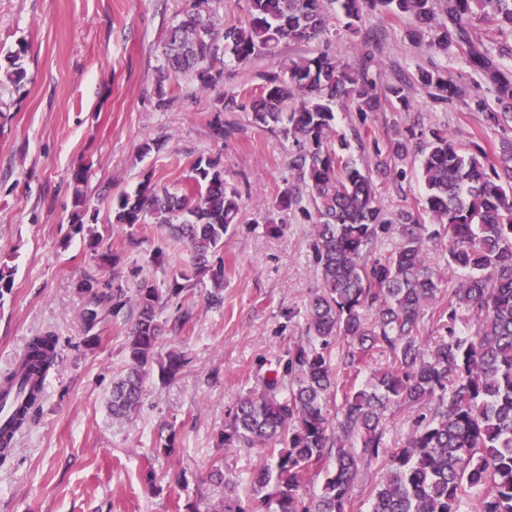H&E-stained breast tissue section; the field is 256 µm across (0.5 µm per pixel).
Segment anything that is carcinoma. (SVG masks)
Instances as JSON below:
<instances>
[{"label":"carcinoma","instance_id":"obj_1","mask_svg":"<svg viewBox=\"0 0 512 512\" xmlns=\"http://www.w3.org/2000/svg\"><path fill=\"white\" fill-rule=\"evenodd\" d=\"M215 0H190L183 17L165 36L158 84V107L168 106L164 80L190 75L202 89L222 80L224 57L247 62L264 53L277 56L285 42H314L327 31L325 3H336L358 32L366 10L409 22L412 45L431 35L429 46L449 55L462 51L496 99L512 104V46L475 35L480 23L500 36H512V0H247L239 25L219 28ZM25 48L8 56L4 77L11 84L26 76ZM372 56L358 68L327 53L281 63L264 76L252 103L253 122L274 126L298 148L293 160L314 209V249L322 288L309 303L306 342L288 352V384L274 377L261 390L238 397L224 426L226 448L254 449L262 462L248 487L224 481L218 467L210 477L224 482L223 512H351V491L359 468L382 462L381 482L372 490L370 512H460L473 490L486 487L479 512H512V140L499 151L474 142L457 144L432 130L421 148L419 175L431 224L407 209L395 220L384 217L373 173L386 175L409 155L414 128L390 142L376 171L353 159L351 142L336 130L333 104L349 103L359 112L379 104L371 77ZM418 81L438 102L464 95L441 68L422 70ZM386 97L406 109V84L384 88ZM296 106L283 111L285 102ZM87 172L75 170L71 228L79 234L90 200ZM188 191L173 193L147 177L134 193L113 206L114 223L133 231L152 222L172 230L191 253L192 274L173 277L162 292L144 280L135 293L104 291L108 284L88 278L90 295L82 319L90 332L124 310L133 314L125 336L124 374L112 384L109 409L117 420L139 411L144 386L155 374L161 384L177 379L185 367L175 350L159 351L167 322L165 298H185L197 276L210 275L212 306L224 303V269L210 258L224 248V236L240 210L239 192L224 181L211 160L194 167ZM397 226L394 251L369 258L371 247L389 226ZM447 240L446 267L427 260L428 244ZM461 272L456 288L443 295L446 273ZM448 302H443V299ZM435 309L446 335L432 347L419 335L420 321ZM468 317L475 334L462 336L457 322ZM342 345L340 357L332 351ZM389 364L371 371L361 385L353 373L375 355ZM24 374L0 375V397L25 386L35 403L36 376L57 363V338L30 339ZM342 394L330 411L328 396ZM427 406L429 415L399 448L384 442V416L394 406ZM324 471L319 494L306 492L310 471Z\"/></svg>","mask_w":512,"mask_h":512}]
</instances>
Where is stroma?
<instances>
[{
  "mask_svg": "<svg viewBox=\"0 0 512 512\" xmlns=\"http://www.w3.org/2000/svg\"><path fill=\"white\" fill-rule=\"evenodd\" d=\"M187 0H0V63L26 47L19 85L0 84V266L13 270L11 292L0 299V373L10 370L31 336L53 331L59 361L14 455L0 462V512H217L224 487L213 468L247 483L259 464L247 448L220 445L226 413L236 398L262 389L284 373L288 351L305 334L307 307L322 287L313 250L312 221L301 209L281 208L298 184L295 148L280 133L253 124L249 103L260 94L278 58L229 59L217 88L199 89L190 75L160 81L162 44ZM330 32L313 43H283L279 57L322 52L358 66L374 55L378 85L407 84L408 109L381 99L376 111L336 109V127L361 134L352 156L375 168L377 149L408 127L446 130L462 145L495 150L505 130L489 126L484 111L501 105L461 56L412 46L408 22L363 14L358 34L328 5ZM447 69L466 90L464 100L432 99L417 80L422 69ZM165 88L167 108L157 106ZM237 95L233 112L217 109L220 92ZM223 137H215V125ZM161 139V153L141 155L143 142ZM218 161L241 195L238 221L224 238V304L210 306L209 276L188 299L162 312L169 331L161 350L187 359L182 375L163 385L149 379L140 410L112 421L106 409L112 380L125 368L128 316L110 319L98 341L82 321L86 278L134 291L141 280L167 288L191 272L188 247L159 225L135 232L112 222V205L144 176L182 192L199 159ZM411 150L405 177L378 178L386 216L422 213L425 193ZM87 169L92 234H72L73 170ZM166 255L156 265V251ZM172 428L177 451L155 449L162 427Z\"/></svg>",
  "mask_w": 512,
  "mask_h": 512,
  "instance_id": "35a3bbf8",
  "label": "stroma"
}]
</instances>
